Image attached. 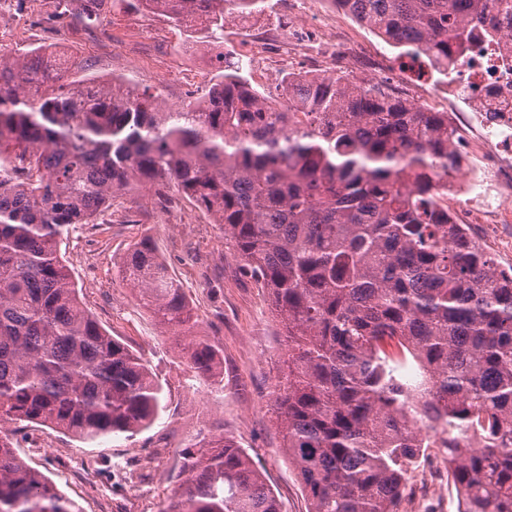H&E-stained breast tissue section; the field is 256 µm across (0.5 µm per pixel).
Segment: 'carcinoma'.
<instances>
[{"label": "carcinoma", "mask_w": 512, "mask_h": 512, "mask_svg": "<svg viewBox=\"0 0 512 512\" xmlns=\"http://www.w3.org/2000/svg\"><path fill=\"white\" fill-rule=\"evenodd\" d=\"M102 0H59L99 19ZM177 28L224 29L265 0H136ZM401 55L443 75L491 40L512 0H338ZM180 106L124 82L68 81L60 51L0 48V512H80L2 436L26 422L84 443L158 420L161 385L82 306L60 254L138 184L207 214L268 290L288 340L274 408L308 512H400L415 459L448 456L458 512H512V270L438 201L457 129L380 84L290 73L288 104L224 66ZM304 113L299 120L297 113ZM123 277L163 333L191 336L183 288L142 239ZM184 361L224 382V356ZM412 358L420 382L399 374ZM477 440L480 449L465 447ZM160 512H282L247 450L219 433L184 449Z\"/></svg>", "instance_id": "1"}]
</instances>
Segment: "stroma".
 <instances>
[{
	"label": "stroma",
	"mask_w": 512,
	"mask_h": 512,
	"mask_svg": "<svg viewBox=\"0 0 512 512\" xmlns=\"http://www.w3.org/2000/svg\"><path fill=\"white\" fill-rule=\"evenodd\" d=\"M291 0H268L263 14L227 24L222 38L230 59L241 55L247 25L287 26ZM337 45L357 44L384 64L398 51L352 17L341 18ZM186 31L139 9L133 0H103L101 19L77 25L60 14L58 0H28L20 13L0 15V47L43 45L67 55L73 80L118 79L180 104L207 84H187L197 54L184 50ZM193 205L164 203L146 193L113 202L95 223L64 235L60 250L80 298L104 329L148 365L163 388L166 407L159 420L131 439L86 444L45 426L19 425L11 436L15 453L44 473L80 512H159L180 483L182 450L221 432L232 435L265 471L283 512H308V500L280 453L282 436L271 409L288 342L266 292L241 274L240 260L218 225L194 223ZM150 237L181 283L199 322L194 337L224 352V384L193 377L175 337L162 334L120 273L130 248ZM38 436L52 454L30 447Z\"/></svg>",
	"instance_id": "stroma-1"
}]
</instances>
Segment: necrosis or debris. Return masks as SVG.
<instances>
[{
    "label": "necrosis or debris",
    "instance_id": "4bbe7bcc",
    "mask_svg": "<svg viewBox=\"0 0 512 512\" xmlns=\"http://www.w3.org/2000/svg\"><path fill=\"white\" fill-rule=\"evenodd\" d=\"M453 82L416 97L419 109L454 107L465 149L455 162L464 192L453 211L460 224L512 222V41L496 40L458 65Z\"/></svg>",
    "mask_w": 512,
    "mask_h": 512
}]
</instances>
